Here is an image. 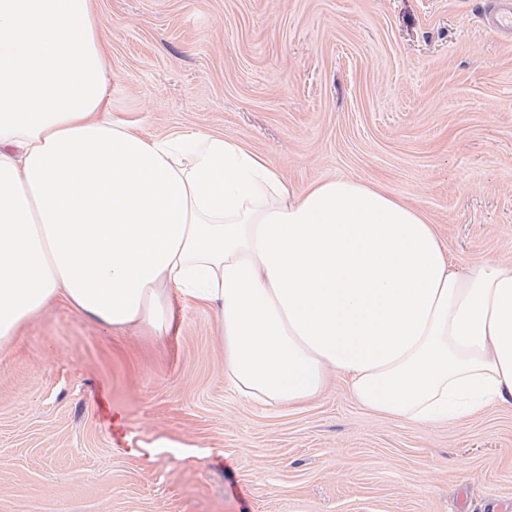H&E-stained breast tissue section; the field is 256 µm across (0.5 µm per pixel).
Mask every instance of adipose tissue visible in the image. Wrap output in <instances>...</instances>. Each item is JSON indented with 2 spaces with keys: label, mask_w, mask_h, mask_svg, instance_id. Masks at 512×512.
I'll return each mask as SVG.
<instances>
[{
  "label": "adipose tissue",
  "mask_w": 512,
  "mask_h": 512,
  "mask_svg": "<svg viewBox=\"0 0 512 512\" xmlns=\"http://www.w3.org/2000/svg\"><path fill=\"white\" fill-rule=\"evenodd\" d=\"M91 0H0V350L57 300L170 331L214 306L224 379L297 408L452 423L512 404V263L456 270L428 216L356 178L294 191L220 134L114 118Z\"/></svg>",
  "instance_id": "obj_1"
}]
</instances>
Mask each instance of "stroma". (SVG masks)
<instances>
[{"mask_svg": "<svg viewBox=\"0 0 512 512\" xmlns=\"http://www.w3.org/2000/svg\"><path fill=\"white\" fill-rule=\"evenodd\" d=\"M490 0H92L114 118L240 140L292 189L353 177L457 266L512 261V42ZM168 335L56 301L0 352V512H512V405L455 424L232 393L216 310Z\"/></svg>", "mask_w": 512, "mask_h": 512, "instance_id": "1", "label": "stroma"}]
</instances>
